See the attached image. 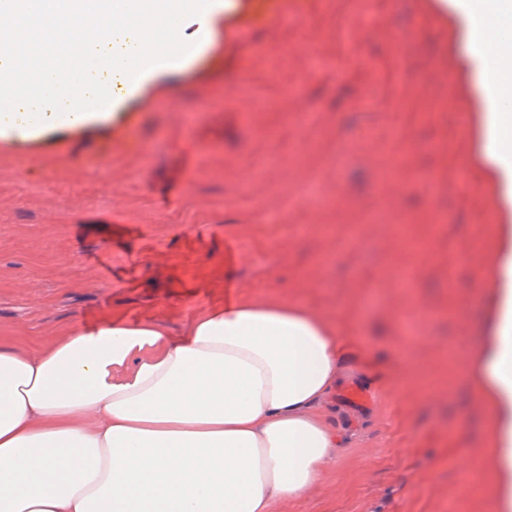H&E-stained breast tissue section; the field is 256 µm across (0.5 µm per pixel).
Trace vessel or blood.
Segmentation results:
<instances>
[{
    "label": "vessel or blood",
    "mask_w": 512,
    "mask_h": 512,
    "mask_svg": "<svg viewBox=\"0 0 512 512\" xmlns=\"http://www.w3.org/2000/svg\"><path fill=\"white\" fill-rule=\"evenodd\" d=\"M431 13L447 21L448 52L454 62L448 80L454 100L464 104L471 120L465 134L474 142L472 162L484 165L489 183L483 188L489 222H512V135L504 134L502 119L512 114V0H432ZM224 29V10L184 20L183 39L204 31L203 47L193 48L177 62L162 63L138 77L122 76L107 107L88 113L59 114L50 126L0 125V154L25 161L40 149L67 137L111 132L116 112L142 111L157 95L169 75L190 80H219L224 76V47L216 35Z\"/></svg>",
    "instance_id": "vessel-or-blood-1"
}]
</instances>
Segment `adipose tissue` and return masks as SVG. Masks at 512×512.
I'll use <instances>...</instances> for the list:
<instances>
[{
    "instance_id": "adipose-tissue-1",
    "label": "adipose tissue",
    "mask_w": 512,
    "mask_h": 512,
    "mask_svg": "<svg viewBox=\"0 0 512 512\" xmlns=\"http://www.w3.org/2000/svg\"><path fill=\"white\" fill-rule=\"evenodd\" d=\"M493 290L476 356L488 459L512 512V226L473 268ZM300 303L225 302L174 336L151 318L0 344V512H287L336 469L335 394L371 368Z\"/></svg>"
}]
</instances>
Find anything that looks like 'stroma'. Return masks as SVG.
<instances>
[{
  "label": "stroma",
  "instance_id": "stroma-1",
  "mask_svg": "<svg viewBox=\"0 0 512 512\" xmlns=\"http://www.w3.org/2000/svg\"><path fill=\"white\" fill-rule=\"evenodd\" d=\"M296 2L273 28L245 0L225 13L223 84L173 77L137 113L136 145L120 112L111 135L26 165L0 156V340L35 353L107 315L177 334L228 288L300 302L357 337L380 376L358 382L366 404L342 400L355 435L288 512H448L454 500L497 512L471 363L487 291L470 245L493 227L481 169L468 170L470 194L450 189L470 145L447 30L428 0H367L354 23L353 0ZM247 25L267 53L241 48ZM375 209L405 218L424 249L404 248ZM414 390L426 399L412 403ZM465 470L481 481L461 488Z\"/></svg>",
  "mask_w": 512,
  "mask_h": 512
}]
</instances>
